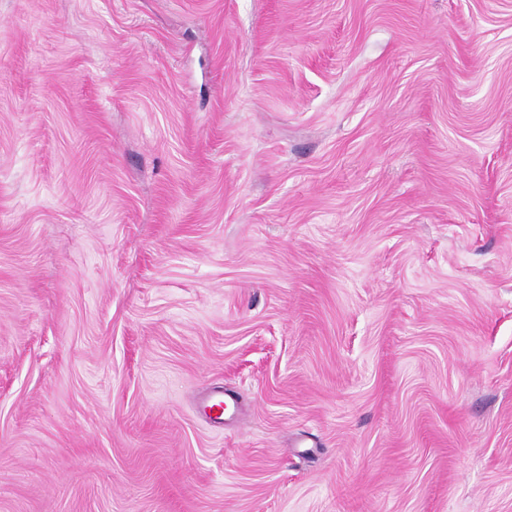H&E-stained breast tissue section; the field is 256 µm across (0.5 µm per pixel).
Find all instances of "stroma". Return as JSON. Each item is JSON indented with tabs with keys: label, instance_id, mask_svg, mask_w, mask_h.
<instances>
[{
	"label": "stroma",
	"instance_id": "1",
	"mask_svg": "<svg viewBox=\"0 0 512 512\" xmlns=\"http://www.w3.org/2000/svg\"><path fill=\"white\" fill-rule=\"evenodd\" d=\"M0 512H512V0H0Z\"/></svg>",
	"mask_w": 512,
	"mask_h": 512
}]
</instances>
